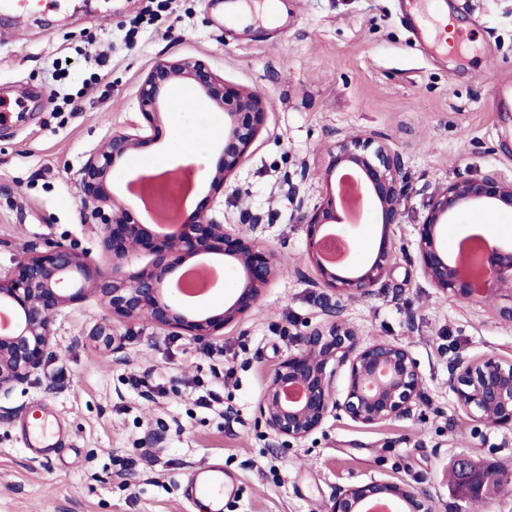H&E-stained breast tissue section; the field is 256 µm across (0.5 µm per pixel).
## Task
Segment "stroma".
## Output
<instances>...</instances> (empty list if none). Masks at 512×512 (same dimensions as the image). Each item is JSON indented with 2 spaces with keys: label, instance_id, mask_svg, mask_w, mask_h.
Masks as SVG:
<instances>
[{
  "label": "stroma",
  "instance_id": "stroma-1",
  "mask_svg": "<svg viewBox=\"0 0 512 512\" xmlns=\"http://www.w3.org/2000/svg\"><path fill=\"white\" fill-rule=\"evenodd\" d=\"M232 0H173L151 22L148 0H59L42 13L0 11V273L21 255L73 244L92 267L112 273L93 207L83 205L82 171L112 132L144 125L138 87L158 61L195 57L229 86L261 95L266 120L247 159L224 189L207 178L219 159L224 114L205 102L189 112L168 99L158 130L116 170L117 193L138 173L193 165L204 171L192 209L234 224L281 261L242 321L195 340L147 322L110 318L93 290L56 318L52 357L37 374L0 394V512H211L189 500L184 480L222 465L235 479L224 512H327L339 488L383 477L427 494L435 512H512V493L465 504L448 483L449 465L468 454L512 474V431L466 415L448 388L459 361L495 355L512 361V292L461 299L424 277L418 228L435 189L495 173L512 182V112L491 108L494 82L512 83V0H435L479 39L474 59L423 54L400 17V0H278L287 31L244 0L232 27ZM374 135L399 153L408 200L399 224H341L371 257L389 234L392 262L356 299L324 287L306 255L303 216L326 192L336 140ZM206 137L203 157L179 139ZM479 234L512 244V213L475 208L449 224L456 253ZM360 342L407 346L422 391L410 412L364 425L328 416L307 438L282 447L257 421L275 366L299 349L298 335L330 315ZM111 322L123 344L92 338ZM223 350L231 378L212 374L208 353ZM163 389L150 397L131 373ZM217 390L222 407L196 398ZM61 424L55 453L27 448L35 417Z\"/></svg>",
  "mask_w": 512,
  "mask_h": 512
}]
</instances>
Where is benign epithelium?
I'll return each instance as SVG.
<instances>
[{"instance_id": "obj_1", "label": "benign epithelium", "mask_w": 512, "mask_h": 512, "mask_svg": "<svg viewBox=\"0 0 512 512\" xmlns=\"http://www.w3.org/2000/svg\"><path fill=\"white\" fill-rule=\"evenodd\" d=\"M179 86L190 87L197 97L224 111L221 158L210 173L211 187H223L245 161L263 127L262 97L256 92L231 88L209 66L192 58L157 62L138 89L140 110L151 130L166 98ZM148 140L140 129L119 131L103 143L82 172V200L95 205L103 228L104 247L112 252V277L93 274L82 253L56 243L40 255H24L13 274L0 276V313L13 309L0 325V393L39 371L54 338L53 318L82 297L91 285L113 315L129 323L150 322L176 329L193 338L216 335L241 320L258 302L262 289L279 272L276 259L229 225L209 220L200 212L181 211L168 223H155L160 234L134 222L127 206L112 191L116 166L127 161ZM356 170L366 196L381 214L383 229L399 223L406 199L400 155L371 137L336 141L330 152L326 176ZM478 204L512 212V182L494 174L450 181L432 196L419 227L417 242L422 272L432 285L462 298L476 295L471 279L448 255L443 233L453 218ZM344 214L332 187L322 202L303 218L307 224V257L323 283L348 298L368 294L390 266L392 250L381 241L375 257L347 261L345 272L329 269L322 256L326 226L340 224ZM134 247L149 250L154 259L141 271L125 276L121 267ZM220 253L229 273L240 281L236 296L224 309H189L170 287L169 276L190 259ZM480 264L485 271L483 289L512 288V245L485 241ZM348 366L343 396L333 387L336 365ZM297 385L303 396L291 402L287 389ZM460 409L491 426L512 431V362L495 355L458 366L448 382ZM422 376L410 350L395 342L375 340L361 344L356 331L336 320L300 334L299 352L274 370L258 404L261 423L283 446L311 435L331 414L372 425L407 413L419 398ZM458 477L470 484L469 496L482 500L488 488L505 491L512 485L506 472L478 466L468 455L455 460ZM388 500L395 512H433L431 500L397 483L372 479L360 486L339 489L328 512H366L377 500Z\"/></svg>"}]
</instances>
